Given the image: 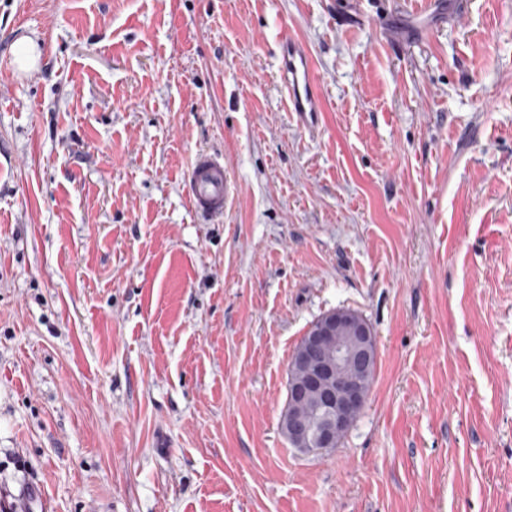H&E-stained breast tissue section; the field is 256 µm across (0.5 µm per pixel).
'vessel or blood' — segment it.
<instances>
[{
    "instance_id": "obj_1",
    "label": "vessel or blood",
    "mask_w": 512,
    "mask_h": 512,
    "mask_svg": "<svg viewBox=\"0 0 512 512\" xmlns=\"http://www.w3.org/2000/svg\"><path fill=\"white\" fill-rule=\"evenodd\" d=\"M279 79L289 111L309 121L319 110L320 79L308 49L301 43L282 44ZM188 197L193 210L210 219L222 215L231 201L232 180L223 161L207 152L195 154L187 170Z\"/></svg>"
}]
</instances>
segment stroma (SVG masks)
<instances>
[{
  "instance_id": "obj_1",
  "label": "stroma",
  "mask_w": 512,
  "mask_h": 512,
  "mask_svg": "<svg viewBox=\"0 0 512 512\" xmlns=\"http://www.w3.org/2000/svg\"><path fill=\"white\" fill-rule=\"evenodd\" d=\"M203 149L236 184L219 220L187 197ZM336 308L376 371L305 454L288 364ZM0 488L30 512H512V12L0 0ZM36 47V44L29 38H21L15 43L14 62L19 70H26L36 63L38 58ZM279 79L288 111L296 112L303 124L313 122L314 113L320 112V79L303 44L288 40L282 43Z\"/></svg>"
}]
</instances>
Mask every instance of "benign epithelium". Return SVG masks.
<instances>
[{
    "label": "benign epithelium",
    "mask_w": 512,
    "mask_h": 512,
    "mask_svg": "<svg viewBox=\"0 0 512 512\" xmlns=\"http://www.w3.org/2000/svg\"><path fill=\"white\" fill-rule=\"evenodd\" d=\"M377 354L373 327L350 309L331 310L308 328L291 357L309 372L290 383L296 408L282 433L293 447L323 454L338 446L364 409V373Z\"/></svg>",
    "instance_id": "1"
}]
</instances>
